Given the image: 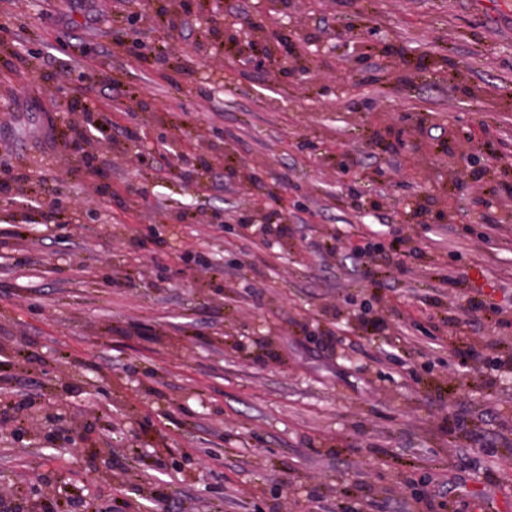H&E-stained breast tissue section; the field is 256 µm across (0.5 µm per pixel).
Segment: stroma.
Returning a JSON list of instances; mask_svg holds the SVG:
<instances>
[{
	"instance_id": "obj_1",
	"label": "stroma",
	"mask_w": 512,
	"mask_h": 512,
	"mask_svg": "<svg viewBox=\"0 0 512 512\" xmlns=\"http://www.w3.org/2000/svg\"><path fill=\"white\" fill-rule=\"evenodd\" d=\"M258 5L0 0V496L512 512V0ZM262 14L255 15L250 21L241 24L238 30H235L232 40L238 48V59L240 64L246 68L262 69L278 60L274 56H261L255 47L253 36L261 29Z\"/></svg>"
}]
</instances>
